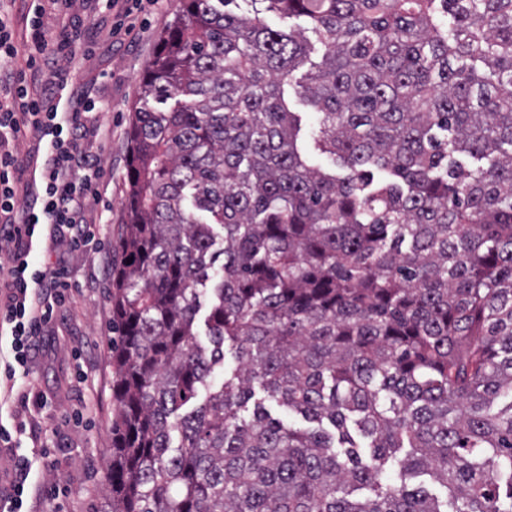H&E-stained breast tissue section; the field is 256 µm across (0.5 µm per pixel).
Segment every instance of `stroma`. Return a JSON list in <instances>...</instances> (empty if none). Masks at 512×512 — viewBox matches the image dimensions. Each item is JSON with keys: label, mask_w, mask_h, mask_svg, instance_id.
Masks as SVG:
<instances>
[{"label": "stroma", "mask_w": 512, "mask_h": 512, "mask_svg": "<svg viewBox=\"0 0 512 512\" xmlns=\"http://www.w3.org/2000/svg\"><path fill=\"white\" fill-rule=\"evenodd\" d=\"M178 8L179 0L145 5L139 15L143 27L136 39L99 41L94 56L72 74L78 83L96 80V94L111 102L110 111L99 115L103 126L112 130L111 140L102 149L104 186L98 204L89 214L95 236L104 246H113L121 224L126 221L127 129L139 80L160 32ZM99 264L100 256L94 251L66 255L76 304L52 335L43 338L42 351L31 364L28 377L32 391L30 416L40 425L56 428L46 439L54 464L43 472L41 479L45 484L64 487L66 512H107L109 507L104 483L115 414L112 279L103 276L96 286H89L88 276ZM85 340L95 344L96 352L87 380L81 384L76 380L80 363L73 356V348ZM84 399L91 402V422L77 429L67 424L66 417Z\"/></svg>", "instance_id": "obj_1"}]
</instances>
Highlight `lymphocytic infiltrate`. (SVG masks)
Wrapping results in <instances>:
<instances>
[{
    "label": "lymphocytic infiltrate",
    "instance_id": "lymphocytic-infiltrate-1",
    "mask_svg": "<svg viewBox=\"0 0 512 512\" xmlns=\"http://www.w3.org/2000/svg\"><path fill=\"white\" fill-rule=\"evenodd\" d=\"M159 0H0V254L10 266L0 279V405L27 417L29 393L22 379L41 336L71 310L65 253H79L96 238L88 220L101 192L102 158L95 141L109 131L96 115L109 103L91 88L75 86L70 69L91 58L82 34L83 17L106 15L110 39L132 35L143 2ZM38 137L36 154L8 150L9 141ZM47 252L34 265V248ZM50 455L14 463L0 488V512H23L28 498H50L51 489L31 476L47 468Z\"/></svg>",
    "mask_w": 512,
    "mask_h": 512
}]
</instances>
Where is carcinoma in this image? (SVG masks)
Here are the masks:
<instances>
[{"label":"carcinoma","instance_id":"obj_1","mask_svg":"<svg viewBox=\"0 0 512 512\" xmlns=\"http://www.w3.org/2000/svg\"><path fill=\"white\" fill-rule=\"evenodd\" d=\"M245 2L131 109L108 512H512V0Z\"/></svg>","mask_w":512,"mask_h":512}]
</instances>
